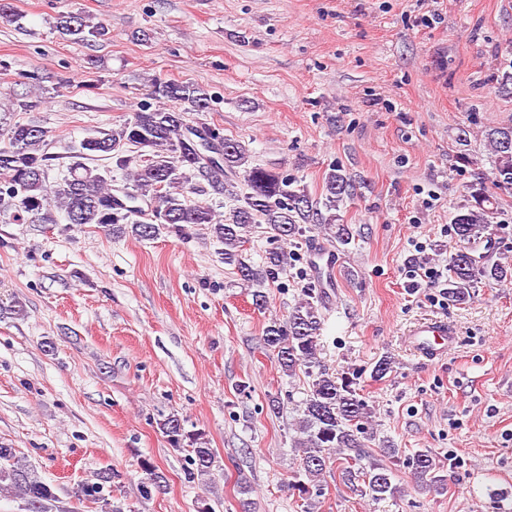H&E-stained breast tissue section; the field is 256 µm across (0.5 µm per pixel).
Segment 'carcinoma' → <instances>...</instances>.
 Segmentation results:
<instances>
[{
	"label": "carcinoma",
	"mask_w": 512,
	"mask_h": 512,
	"mask_svg": "<svg viewBox=\"0 0 512 512\" xmlns=\"http://www.w3.org/2000/svg\"><path fill=\"white\" fill-rule=\"evenodd\" d=\"M55 28L73 43L94 42L107 35L103 25L72 11L58 15ZM146 96L160 106L143 103L119 127L83 138L71 149L67 174L53 182L54 156L46 151V131L14 120L15 113L30 112L40 101L23 96L10 99L7 106L0 103V214L16 224H54V211L59 210L70 224H95L108 235L140 240H154L164 232L188 237L199 227L221 246L224 263L234 266L239 279L252 288L253 306L259 311L267 304L266 284L287 273L294 254L276 248L266 253L261 265L248 262L243 246L252 225H267L278 241L294 238L311 225L331 231V238L343 245L349 243L351 227L337 211L354 195L355 186L342 170L333 168L326 174L323 199L316 201L296 179L250 164L240 142L186 122L187 113L209 107L208 92L202 86L152 77ZM486 139L495 156L492 186L511 191L512 126L490 129ZM126 145L136 149L138 161L124 155ZM99 154L112 158L115 169L128 172L132 189L125 193V200L112 197L110 172L86 164ZM197 176L227 200L224 218L206 204L187 202L186 193L197 190L193 184ZM140 200L148 208L138 205ZM497 214V197L483 181L471 184L469 199L453 214L460 246L450 258L446 286L448 298L459 305L471 300L472 288L481 280L512 279L511 263H492L479 252L491 240L490 224ZM303 295L285 321H271L262 336L264 347L276 354L284 373L293 376L301 371L309 378L295 440L302 455L288 487L303 500L319 497L325 474L334 469L343 483L375 501L394 497L399 488L380 458L393 457L398 449L384 443L378 448L369 446L373 435L365 424L372 411L360 398L358 377L347 372L338 376L320 365L323 291L306 288ZM159 429L173 448L189 452L186 482L210 475L216 453L206 446L201 433L186 430L185 420L176 414L159 422ZM411 467L417 478H429L431 487L441 486L442 479L433 475L430 452L415 453ZM140 469L144 484L161 488L164 477L152 462L142 460ZM109 481L105 472L98 482L77 485L73 495L108 507L110 512H123L104 493ZM0 490L18 492L28 512H48L49 505L57 501L53 486L7 445H0Z\"/></svg>",
	"instance_id": "cac0c4a2"
}]
</instances>
